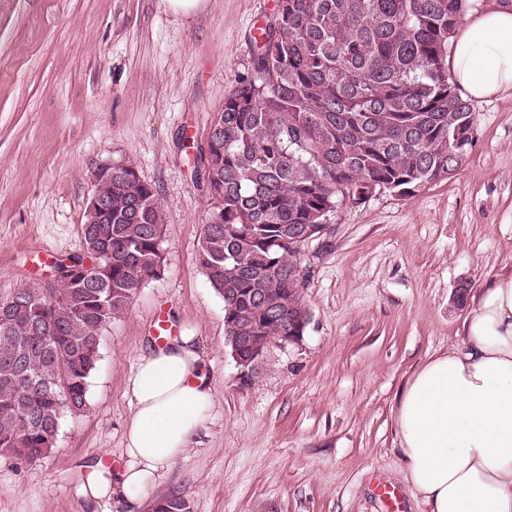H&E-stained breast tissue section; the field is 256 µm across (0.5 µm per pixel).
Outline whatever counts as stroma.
Segmentation results:
<instances>
[{"instance_id": "stroma-1", "label": "stroma", "mask_w": 512, "mask_h": 512, "mask_svg": "<svg viewBox=\"0 0 512 512\" xmlns=\"http://www.w3.org/2000/svg\"><path fill=\"white\" fill-rule=\"evenodd\" d=\"M276 5L209 0L187 19L165 0H0V297L50 286L83 253L97 167L132 163L165 213L163 271L100 329L85 409L63 412L42 461L0 456V512H122L78 487L103 458L125 463L127 382L158 317L196 329L214 406L141 512L172 493L190 512H422L392 408L423 361L461 342L456 284L475 291L512 267V93L472 101L474 143L454 174L342 206L302 247L304 337L242 382L196 262L208 204L196 155Z\"/></svg>"}]
</instances>
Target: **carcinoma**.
I'll return each instance as SVG.
<instances>
[{
    "mask_svg": "<svg viewBox=\"0 0 512 512\" xmlns=\"http://www.w3.org/2000/svg\"><path fill=\"white\" fill-rule=\"evenodd\" d=\"M466 0H278L248 75L224 99L201 153L220 224H203L197 263L224 300L228 336L273 338L262 300L310 323L298 248L336 209L385 188L408 195L452 174L470 103L448 75ZM112 223L84 212L92 268L57 288L0 298V455L49 456L63 411L86 407L98 330L123 314L163 263V204L129 162L112 165ZM153 512H190L171 494Z\"/></svg>",
    "mask_w": 512,
    "mask_h": 512,
    "instance_id": "1",
    "label": "carcinoma"
}]
</instances>
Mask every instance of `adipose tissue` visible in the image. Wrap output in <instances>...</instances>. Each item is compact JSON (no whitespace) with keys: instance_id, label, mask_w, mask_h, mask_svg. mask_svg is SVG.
<instances>
[{"instance_id":"adipose-tissue-1","label":"adipose tissue","mask_w":512,"mask_h":512,"mask_svg":"<svg viewBox=\"0 0 512 512\" xmlns=\"http://www.w3.org/2000/svg\"><path fill=\"white\" fill-rule=\"evenodd\" d=\"M448 68L462 97L512 92V8L465 15ZM198 338L183 331L142 353L127 392L125 466L100 468L81 487L124 512L145 500L211 416ZM405 478L426 512H512V269L480 288L461 343L423 362L393 408Z\"/></svg>"}]
</instances>
